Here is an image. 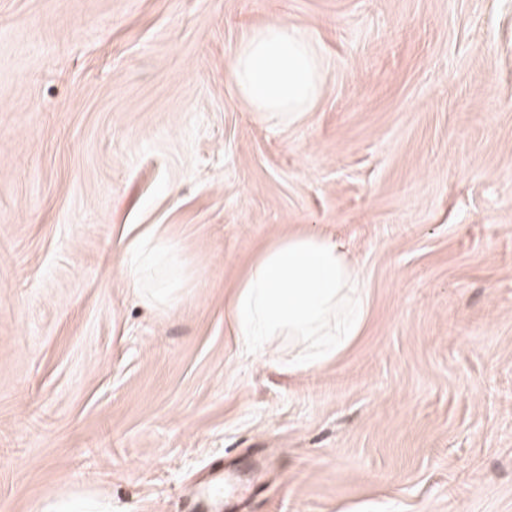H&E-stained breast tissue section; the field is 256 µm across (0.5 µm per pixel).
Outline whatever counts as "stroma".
Here are the masks:
<instances>
[{"mask_svg":"<svg viewBox=\"0 0 512 512\" xmlns=\"http://www.w3.org/2000/svg\"><path fill=\"white\" fill-rule=\"evenodd\" d=\"M274 20L326 66L288 126L228 75ZM312 227L369 309L292 374L228 306ZM261 464L238 512H512V0H0V512H187ZM166 259L163 252H150L144 250V243L139 247L137 244L127 248L124 253V261L127 266L133 286H135L142 276L148 274L149 267Z\"/></svg>","mask_w":512,"mask_h":512,"instance_id":"1","label":"stroma"}]
</instances>
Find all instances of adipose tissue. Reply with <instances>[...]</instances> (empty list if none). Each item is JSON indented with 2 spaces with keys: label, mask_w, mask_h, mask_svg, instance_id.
Returning <instances> with one entry per match:
<instances>
[{
  "label": "adipose tissue",
  "mask_w": 512,
  "mask_h": 512,
  "mask_svg": "<svg viewBox=\"0 0 512 512\" xmlns=\"http://www.w3.org/2000/svg\"><path fill=\"white\" fill-rule=\"evenodd\" d=\"M324 63L311 33L282 21L248 31L230 59L241 102L266 123L309 112L322 89ZM229 312L245 350L266 354L289 334L318 337L296 360L302 372L333 358L357 336L367 313L365 284L336 239L308 232L273 241L236 284Z\"/></svg>",
  "instance_id": "1"
}]
</instances>
